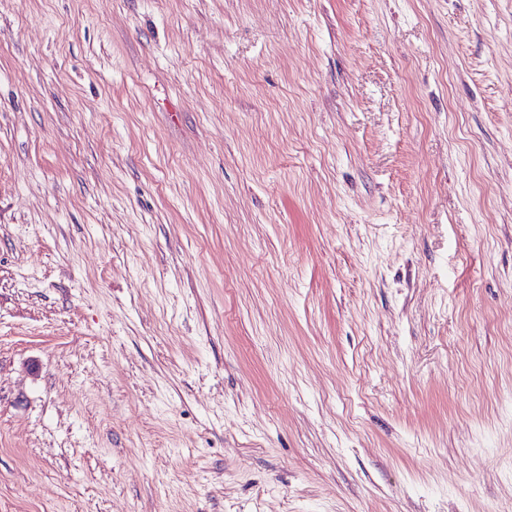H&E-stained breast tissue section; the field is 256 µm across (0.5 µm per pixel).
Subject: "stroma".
Wrapping results in <instances>:
<instances>
[{
  "label": "stroma",
  "mask_w": 512,
  "mask_h": 512,
  "mask_svg": "<svg viewBox=\"0 0 512 512\" xmlns=\"http://www.w3.org/2000/svg\"><path fill=\"white\" fill-rule=\"evenodd\" d=\"M0 512H512V0H0Z\"/></svg>",
  "instance_id": "stroma-1"
}]
</instances>
